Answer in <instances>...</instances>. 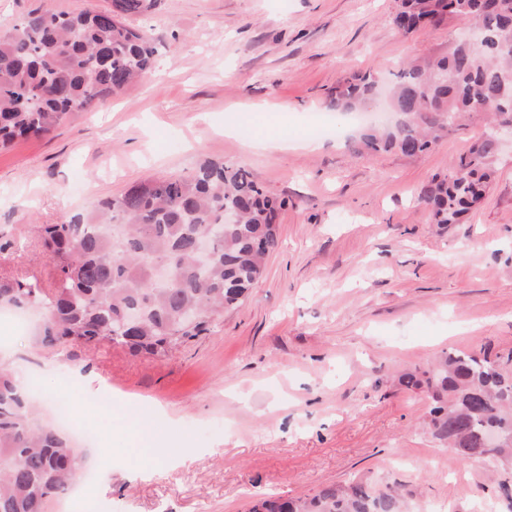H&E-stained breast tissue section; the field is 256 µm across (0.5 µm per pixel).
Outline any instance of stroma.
<instances>
[{"label": "stroma", "mask_w": 512, "mask_h": 512, "mask_svg": "<svg viewBox=\"0 0 512 512\" xmlns=\"http://www.w3.org/2000/svg\"><path fill=\"white\" fill-rule=\"evenodd\" d=\"M109 0H0V31L46 6ZM398 0H154L138 19L155 75L0 152V278L48 280L39 225L59 224L148 178L204 160L248 170L288 202L280 247L244 303L168 357L107 345L53 352L0 324V364L77 402L109 448L92 396L111 388L169 446L197 450L150 475L101 470L105 512H247L269 494L307 497L372 478L401 484L411 512H512L499 491L512 464L462 460L425 425L431 401L406 371L458 350L512 351V143L461 223L433 224L419 200L486 128L475 116L425 153H364L327 99L343 77L392 79L415 57L454 47L453 20L409 37ZM282 113L286 148L247 152L258 117ZM479 252H471L473 242Z\"/></svg>", "instance_id": "stroma-1"}]
</instances>
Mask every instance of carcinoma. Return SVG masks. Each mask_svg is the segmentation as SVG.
Masks as SVG:
<instances>
[{"label":"carcinoma","mask_w":512,"mask_h":512,"mask_svg":"<svg viewBox=\"0 0 512 512\" xmlns=\"http://www.w3.org/2000/svg\"><path fill=\"white\" fill-rule=\"evenodd\" d=\"M153 0H111L104 10L79 14L51 7L30 13L0 33V151L19 138L51 133L63 120L125 92L156 69L150 37L128 20L145 15ZM461 20L491 36L473 47L458 41L442 59L409 62L390 94L394 121L365 128L367 152L394 149L416 156L439 134L479 110L512 124V0H400L394 29L408 36L426 25ZM378 80L352 75L336 87L331 104L349 113L370 109ZM499 151L495 129L434 179L421 195L433 221L456 224L483 197ZM286 201L269 194L235 164L208 161L193 174L147 179L106 198L88 213L45 224L41 241L55 276L47 288L0 279V307L43 312L42 346L109 343L133 354L165 357L210 331L214 317L235 307L261 277L279 246L277 220ZM235 209L240 221L228 224ZM112 225V232L102 229ZM213 231L203 260L197 237ZM164 262L169 283L155 281ZM402 385L423 386L433 407L432 436L464 460L512 456V352L450 353ZM35 399L17 376L0 366V512H45L68 492L82 458L71 441L33 420ZM502 434L489 448L484 436ZM268 512H406L402 492L368 480L331 485L305 499L263 498Z\"/></svg>","instance_id":"carcinoma-1"}]
</instances>
